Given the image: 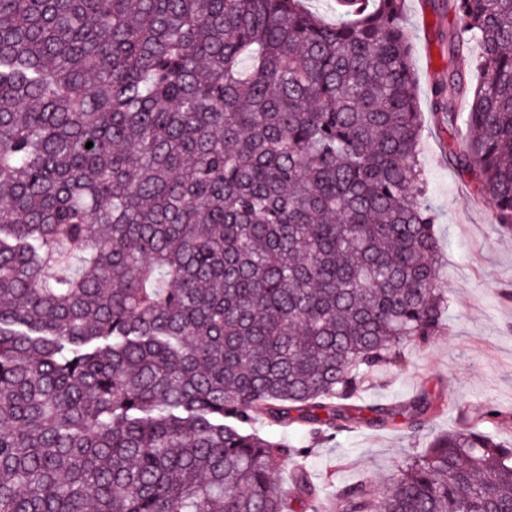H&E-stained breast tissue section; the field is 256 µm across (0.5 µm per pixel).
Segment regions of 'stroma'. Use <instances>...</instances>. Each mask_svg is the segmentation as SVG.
Returning <instances> with one entry per match:
<instances>
[{"instance_id": "obj_1", "label": "stroma", "mask_w": 512, "mask_h": 512, "mask_svg": "<svg viewBox=\"0 0 512 512\" xmlns=\"http://www.w3.org/2000/svg\"><path fill=\"white\" fill-rule=\"evenodd\" d=\"M438 0H404L412 32L416 93L422 108L421 156L428 195L438 214L436 236L449 290L448 309L437 336L405 348L403 371L380 369L362 389L361 402L398 404L420 388L445 393L448 405L419 430L359 427L318 442L301 427L267 434L309 451L313 483L327 495L362 479L383 494L397 461L422 451L436 437L479 426L477 414L493 406L512 417V233L502 232L476 189L445 155L451 137L429 110L432 84L459 62L448 53L454 13L436 11Z\"/></svg>"}]
</instances>
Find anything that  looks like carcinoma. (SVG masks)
<instances>
[{
    "mask_svg": "<svg viewBox=\"0 0 512 512\" xmlns=\"http://www.w3.org/2000/svg\"><path fill=\"white\" fill-rule=\"evenodd\" d=\"M403 2L0 0V512H294L307 452L253 424L424 427L426 393L352 403L448 308ZM448 10L482 73L430 108L511 232L512 0ZM336 509L512 512V444Z\"/></svg>",
    "mask_w": 512,
    "mask_h": 512,
    "instance_id": "carcinoma-1",
    "label": "carcinoma"
}]
</instances>
